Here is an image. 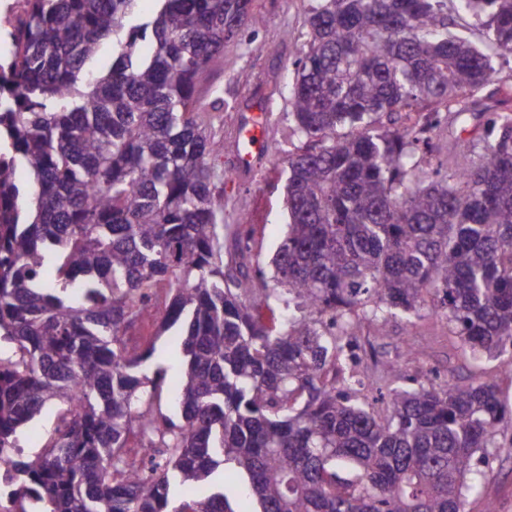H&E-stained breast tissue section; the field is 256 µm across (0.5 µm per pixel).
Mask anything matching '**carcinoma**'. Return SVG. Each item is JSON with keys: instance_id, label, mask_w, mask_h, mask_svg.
<instances>
[{"instance_id": "obj_1", "label": "carcinoma", "mask_w": 512, "mask_h": 512, "mask_svg": "<svg viewBox=\"0 0 512 512\" xmlns=\"http://www.w3.org/2000/svg\"><path fill=\"white\" fill-rule=\"evenodd\" d=\"M156 2L142 19L138 0H31L0 61L19 86L0 102V448L65 404L15 463L38 512H234L222 486L193 494L229 463L261 512H467L512 419L496 380L403 387L355 348L436 316L473 363L512 370V110L479 96L512 53V0H317L269 280L250 220L224 223V144L195 97L254 0ZM470 116L483 133L425 163L429 133ZM162 293L163 328L187 322L178 422L143 372L154 344L125 340ZM132 437L153 450L140 468Z\"/></svg>"}]
</instances>
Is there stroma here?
Segmentation results:
<instances>
[{"mask_svg": "<svg viewBox=\"0 0 512 512\" xmlns=\"http://www.w3.org/2000/svg\"><path fill=\"white\" fill-rule=\"evenodd\" d=\"M314 0H255L256 25L241 30L224 46V56L203 76L196 95L205 117L213 123L217 138H225L243 112L264 113L272 135L268 156L250 173L239 175L232 162V148H225L217 160L222 170L220 188L225 213H247L255 228L253 263L270 269L271 258L286 231L287 211L283 201L284 182L274 172L300 145L292 136L289 115V84L295 61L306 42L305 19ZM154 316L138 330L154 341L151 368L163 369L166 384L160 402L161 411L176 416L175 390L183 368L182 338L177 329L160 330L166 314L165 298H158ZM407 331L403 322H389L385 334L364 332L359 341L365 365L376 359L397 362L406 386L425 380L428 368L452 370L455 380H471L477 369L461 358L444 325L436 320L421 322L417 339L425 349L422 358L413 359L403 352ZM485 479L477 496L472 497V512H512V457L494 455L481 466Z\"/></svg>", "mask_w": 512, "mask_h": 512, "instance_id": "35a3bbf8", "label": "stroma"}]
</instances>
